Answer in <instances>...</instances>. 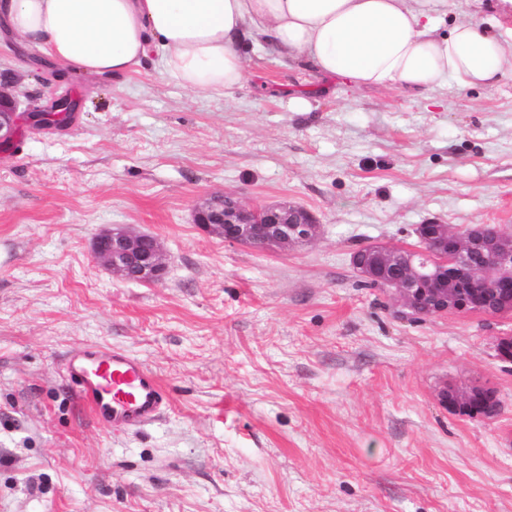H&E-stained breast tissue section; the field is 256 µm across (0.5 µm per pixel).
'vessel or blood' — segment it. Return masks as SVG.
<instances>
[{"label":"vessel or blood","instance_id":"obj_1","mask_svg":"<svg viewBox=\"0 0 512 512\" xmlns=\"http://www.w3.org/2000/svg\"><path fill=\"white\" fill-rule=\"evenodd\" d=\"M60 371L89 407L93 419L115 431L153 422L169 405V396L154 373L117 347L93 344L73 348Z\"/></svg>","mask_w":512,"mask_h":512}]
</instances>
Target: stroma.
I'll return each mask as SVG.
<instances>
[{
    "label": "stroma",
    "mask_w": 512,
    "mask_h": 512,
    "mask_svg": "<svg viewBox=\"0 0 512 512\" xmlns=\"http://www.w3.org/2000/svg\"><path fill=\"white\" fill-rule=\"evenodd\" d=\"M247 67L225 99L153 62L57 82L37 48L0 52L20 113L0 150V512H512V315L407 319L351 263L417 250L421 224L512 234V75L416 98L262 45ZM61 96L70 124L32 120ZM222 191L304 208L318 236L225 242L193 221ZM119 227L158 239L162 280L96 261ZM87 344L156 374L155 422L114 431L78 403L59 364ZM448 384L495 388L497 414L448 410Z\"/></svg>",
    "instance_id": "1"
}]
</instances>
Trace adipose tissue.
I'll use <instances>...</instances> for the list:
<instances>
[{
	"mask_svg": "<svg viewBox=\"0 0 512 512\" xmlns=\"http://www.w3.org/2000/svg\"><path fill=\"white\" fill-rule=\"evenodd\" d=\"M445 0H0V30L55 64L118 78L156 59L191 91L231 97L246 82L247 49L350 86L421 95L512 73L496 17L449 24Z\"/></svg>",
	"mask_w": 512,
	"mask_h": 512,
	"instance_id": "1",
	"label": "adipose tissue"
}]
</instances>
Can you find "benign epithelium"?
I'll return each instance as SVG.
<instances>
[{
    "label": "benign epithelium",
    "mask_w": 512,
    "mask_h": 512,
    "mask_svg": "<svg viewBox=\"0 0 512 512\" xmlns=\"http://www.w3.org/2000/svg\"><path fill=\"white\" fill-rule=\"evenodd\" d=\"M17 106L10 82L0 84V146H8L17 133ZM194 223L226 242L256 248H288L318 235L319 225L305 209L281 205L248 209L231 193L214 194L194 211ZM436 246L444 251L446 268L437 276L426 265L389 252L354 253L352 265L376 274L377 285L394 291L405 313L429 317L448 312L486 315L512 313V296L503 293L497 305L485 304L484 295L497 285H512V234L498 229L463 233L447 224H423ZM97 261L121 278L158 282L165 270L159 242L127 229L106 230L95 236ZM451 411L471 417H494L499 408L497 391L488 385L460 390L448 384L439 392Z\"/></svg>",
    "instance_id": "obj_1"
}]
</instances>
